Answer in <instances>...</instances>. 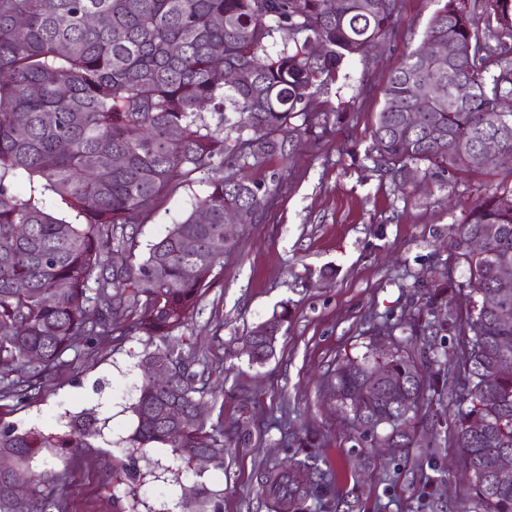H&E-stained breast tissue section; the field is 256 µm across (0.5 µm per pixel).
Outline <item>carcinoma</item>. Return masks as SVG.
<instances>
[{
    "label": "carcinoma",
    "mask_w": 512,
    "mask_h": 512,
    "mask_svg": "<svg viewBox=\"0 0 512 512\" xmlns=\"http://www.w3.org/2000/svg\"><path fill=\"white\" fill-rule=\"evenodd\" d=\"M396 13L397 0H0V396H29L65 353L131 319L159 340L146 359L172 366L175 378L164 392L143 381L130 448L168 446L188 464L204 449L224 464L223 434L192 418L201 375L166 340L234 247L224 243L225 212L255 215L268 202L269 188L240 171L346 119L350 102L320 110L314 94L386 39ZM448 39L464 53L442 60L435 47ZM310 41L320 54L307 50ZM226 68L240 75L233 86L224 85ZM418 83L442 84L446 96L419 102ZM509 95L512 0H445L423 45L391 71L365 157L399 188L418 172L491 169L497 161L475 147L494 130L512 153V112H495ZM20 182L25 195L15 193ZM196 183L206 185L205 195L139 254L135 225ZM56 201L72 216L51 211ZM448 233L469 272L467 314L434 286L427 310L446 304L443 316L394 323L400 336L386 351L368 345L344 359L327 388L361 434L389 426V448L411 447L410 424L422 405L445 398L458 405L452 443L472 469L461 512H512V472L498 466L501 455H512V324L497 315L512 307V292L498 288L500 272L512 268V188L486 194ZM472 237L483 239L478 252L463 246ZM187 240L195 242L191 252ZM110 252L123 256L121 264L105 263ZM286 322V307L264 320L270 339L256 341L251 361L273 354ZM420 336L457 339V368H442L430 346L422 373L409 351ZM375 366L391 386L371 382ZM393 386L412 395L402 411ZM172 406L190 419L169 420ZM99 434L92 416L73 419L63 441L3 427L0 459L13 465L0 464V478L29 473L44 448H86ZM319 475L317 457L307 453L292 457L288 472L267 473L265 484L291 503L316 492ZM138 479L130 463L112 466V484Z\"/></svg>",
    "instance_id": "carcinoma-1"
}]
</instances>
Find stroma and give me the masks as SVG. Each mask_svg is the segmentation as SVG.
<instances>
[{
    "instance_id": "obj_1",
    "label": "stroma",
    "mask_w": 512,
    "mask_h": 512,
    "mask_svg": "<svg viewBox=\"0 0 512 512\" xmlns=\"http://www.w3.org/2000/svg\"><path fill=\"white\" fill-rule=\"evenodd\" d=\"M439 6L398 0L391 36L316 95L332 105L350 102L349 118L291 158L244 169L245 178L269 187V202L252 222L233 225L235 248L203 289L193 318L169 339L204 374L203 415L224 432V465L187 469L170 449H151L135 461L146 476L137 488L139 512H198L182 492L194 484L220 491L221 512H283L262 492L261 478L287 467L296 437L308 431L323 489L284 512H454L463 480L447 405L419 412L414 430L424 445L402 453L353 430L322 387L343 358L370 342H390L393 323L425 308L422 283L432 272L448 273L455 284L449 300L467 309L469 274L448 247V228L488 186L512 185L508 161L478 175L418 178L401 189L364 157L389 74L423 42ZM205 190L197 183L172 195L140 225V244L186 215ZM281 309L288 320L273 355L251 364L244 336ZM152 348L147 336L123 325L81 354L66 353L37 398L0 399V424L21 431L61 433L81 414L104 420L89 447L52 448L30 464L61 478L67 512H128L130 497L113 489L109 473L130 453L132 405Z\"/></svg>"
}]
</instances>
